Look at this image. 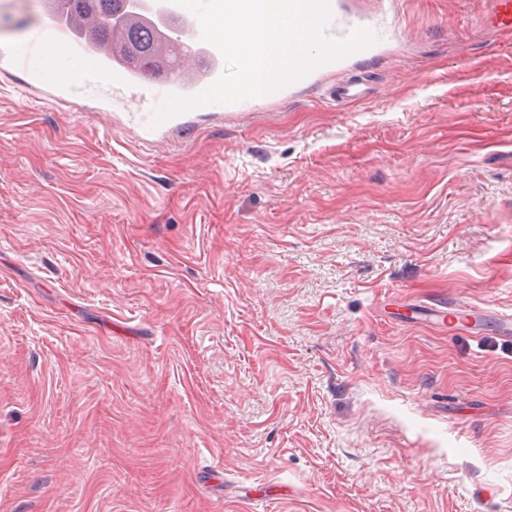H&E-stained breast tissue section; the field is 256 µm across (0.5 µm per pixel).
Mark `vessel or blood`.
<instances>
[{
	"instance_id": "obj_1",
	"label": "vessel or blood",
	"mask_w": 512,
	"mask_h": 512,
	"mask_svg": "<svg viewBox=\"0 0 512 512\" xmlns=\"http://www.w3.org/2000/svg\"><path fill=\"white\" fill-rule=\"evenodd\" d=\"M145 4L159 11L180 18L183 28L192 35V42L187 51L178 55L179 75L168 78L162 75H148L138 63L130 62L120 55L108 51H88L85 43L71 41L67 49L72 57L86 59L96 71L105 78L112 91L113 101L127 103L135 101L139 120L136 125L139 141L147 146L163 142L171 133L183 131L193 126V110H185L167 119H159L157 109L163 106L167 96L176 95L192 98L204 91L224 70L221 53L211 44L202 41L201 25L197 15L191 10L176 4L175 0H144ZM330 18L326 32L330 37L342 39L356 28L370 30L375 37L374 45L361 49V56L375 53L377 44L383 43L385 37L379 28L373 27L363 15H348L343 0H329ZM490 23L498 31H512V0H491ZM346 60L321 64L311 70L297 82L288 87L272 92L275 102H283L290 91L297 87L310 86L328 77H337L335 95L338 100L352 102L364 98L367 88L363 80L346 76ZM0 68L20 69L25 88L36 89L44 85L46 78L40 71L20 66L16 52L8 46L0 47Z\"/></svg>"
}]
</instances>
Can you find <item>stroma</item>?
Segmentation results:
<instances>
[{
    "mask_svg": "<svg viewBox=\"0 0 512 512\" xmlns=\"http://www.w3.org/2000/svg\"><path fill=\"white\" fill-rule=\"evenodd\" d=\"M350 3L391 25L364 99L151 147L0 70V512H512V33Z\"/></svg>",
    "mask_w": 512,
    "mask_h": 512,
    "instance_id": "1",
    "label": "stroma"
}]
</instances>
